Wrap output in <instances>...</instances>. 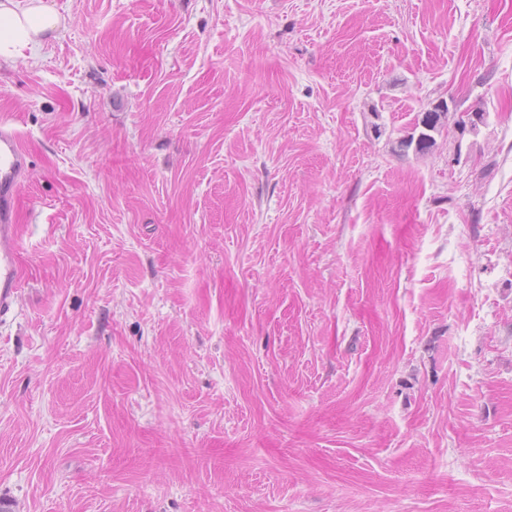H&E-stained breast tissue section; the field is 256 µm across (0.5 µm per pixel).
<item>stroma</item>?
Listing matches in <instances>:
<instances>
[{
    "mask_svg": "<svg viewBox=\"0 0 512 512\" xmlns=\"http://www.w3.org/2000/svg\"><path fill=\"white\" fill-rule=\"evenodd\" d=\"M44 2L11 512H512V0Z\"/></svg>",
    "mask_w": 512,
    "mask_h": 512,
    "instance_id": "1",
    "label": "stroma"
}]
</instances>
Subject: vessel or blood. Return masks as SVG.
I'll return each mask as SVG.
<instances>
[{
    "instance_id": "1",
    "label": "vessel or blood",
    "mask_w": 512,
    "mask_h": 512,
    "mask_svg": "<svg viewBox=\"0 0 512 512\" xmlns=\"http://www.w3.org/2000/svg\"><path fill=\"white\" fill-rule=\"evenodd\" d=\"M26 166L18 134L0 127V313L11 308L21 287L15 212Z\"/></svg>"
}]
</instances>
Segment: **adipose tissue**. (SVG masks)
<instances>
[{
	"label": "adipose tissue",
	"mask_w": 512,
	"mask_h": 512,
	"mask_svg": "<svg viewBox=\"0 0 512 512\" xmlns=\"http://www.w3.org/2000/svg\"><path fill=\"white\" fill-rule=\"evenodd\" d=\"M63 17L42 0H0V64H12L36 51L63 25Z\"/></svg>",
	"instance_id": "obj_1"
}]
</instances>
